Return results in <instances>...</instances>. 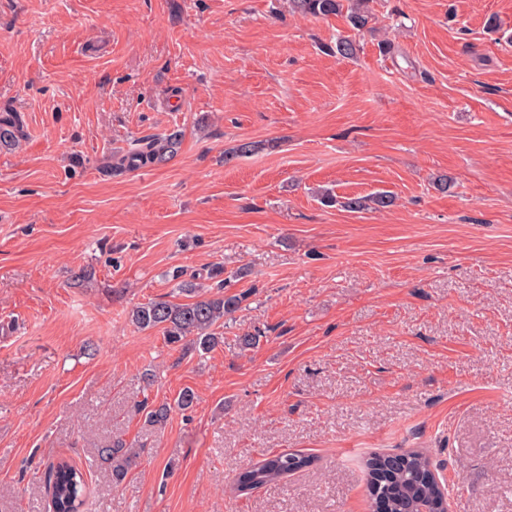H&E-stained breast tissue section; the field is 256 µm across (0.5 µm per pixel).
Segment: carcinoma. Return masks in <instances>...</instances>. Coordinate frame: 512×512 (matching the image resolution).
<instances>
[{"label": "carcinoma", "instance_id": "1", "mask_svg": "<svg viewBox=\"0 0 512 512\" xmlns=\"http://www.w3.org/2000/svg\"><path fill=\"white\" fill-rule=\"evenodd\" d=\"M369 0H289L292 12L301 15L331 16L347 11V20L355 30L366 28L371 18ZM23 120L18 112L0 115V143H16L23 136ZM181 135L173 131L166 135L142 140L138 147L112 161V174L120 175L159 164L177 153ZM396 197L388 192L368 196L349 197L343 207L350 212L368 209L383 211L393 207ZM224 269L213 268L210 278L218 280L217 292L211 295L200 292L196 284H180V292L193 297L187 303L166 300L151 301L132 309L131 321L141 329H158L165 341L186 353L195 351L201 355L211 352L220 343L217 329L224 326V317L234 313L243 296L224 294ZM196 395L186 389L178 397L175 406L160 404L146 412V422L162 425L169 419L172 408L181 411L193 408ZM140 449L122 439L96 449V461L107 468L115 484L122 483L136 466ZM311 458L305 454L280 452L263 456L238 474L234 488L249 493L282 482L291 473L308 466ZM367 475L366 489L370 500L384 499L388 512H413L417 500L430 499L435 512H448V497L444 484L435 479L436 467L426 452L410 449L400 453H374L364 462ZM51 512H82L87 494L84 472L67 459L51 463L46 471Z\"/></svg>", "mask_w": 512, "mask_h": 512}]
</instances>
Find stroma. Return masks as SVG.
<instances>
[{
  "label": "stroma",
  "mask_w": 512,
  "mask_h": 512,
  "mask_svg": "<svg viewBox=\"0 0 512 512\" xmlns=\"http://www.w3.org/2000/svg\"><path fill=\"white\" fill-rule=\"evenodd\" d=\"M369 6L344 58L345 19L287 0H0V113L25 120L0 144V512H50L62 456L84 512H370L363 459L409 448L452 512H512V0ZM174 130L170 160L106 173ZM217 263L245 299L214 351L131 323ZM116 438L142 450L119 485L92 464ZM279 452L316 461L233 491ZM396 203V197L389 192H378L368 196L349 197L343 201V207L350 212H362L368 209L383 211ZM51 512H82L87 494L84 472L67 459L51 463L46 471Z\"/></svg>",
  "instance_id": "stroma-1"
}]
</instances>
